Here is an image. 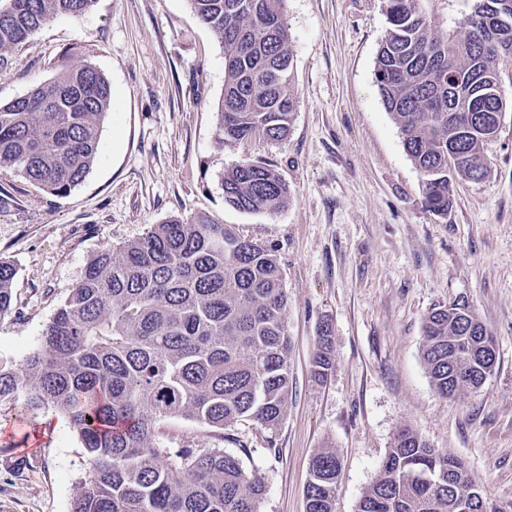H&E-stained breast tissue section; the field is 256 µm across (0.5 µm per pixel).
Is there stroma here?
Returning <instances> with one entry per match:
<instances>
[{
    "label": "stroma",
    "mask_w": 512,
    "mask_h": 512,
    "mask_svg": "<svg viewBox=\"0 0 512 512\" xmlns=\"http://www.w3.org/2000/svg\"><path fill=\"white\" fill-rule=\"evenodd\" d=\"M475 0H420L439 33L468 32ZM298 106L285 140L219 145L215 106L224 52L190 0H96L51 18L9 49L0 103L60 70L89 62L108 79L98 159L56 197L0 174V260L16 270L0 316V367L19 368L90 258L153 224L206 214L274 249L288 296L293 376L276 433L241 421L220 430L165 417V448H221L261 476L260 512H306L310 463L341 459L336 512H355L396 433L410 428L462 460L484 495L512 507V108L489 144L490 171L454 180L447 215L424 204L423 179L404 150L375 78L387 23L383 0H286ZM271 165L291 191L276 213L224 202L220 176L242 160ZM466 297L496 341L483 386L453 398L433 388L421 359L434 307ZM333 367L312 375L321 334ZM89 468L64 415L18 422L0 402V512H71Z\"/></svg>",
    "instance_id": "1"
}]
</instances>
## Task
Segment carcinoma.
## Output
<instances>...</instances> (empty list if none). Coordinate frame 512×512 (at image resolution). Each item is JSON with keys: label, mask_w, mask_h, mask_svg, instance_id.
<instances>
[{"label": "carcinoma", "mask_w": 512, "mask_h": 512, "mask_svg": "<svg viewBox=\"0 0 512 512\" xmlns=\"http://www.w3.org/2000/svg\"><path fill=\"white\" fill-rule=\"evenodd\" d=\"M190 2L224 51L219 144L287 138L297 97L286 0H254L251 12L226 9V0ZM94 3L0 0V50ZM385 16L379 92L423 178L426 206L445 215L449 174L481 181L489 171L485 145L507 104L498 65L512 60V0H480L463 38L435 33L420 0H385ZM111 105L107 78L88 62L0 104V170L53 196L70 193L97 160ZM220 181L239 211L277 212L291 198L262 161L243 160ZM15 274L0 261V315L11 310ZM287 306L273 249L205 216L153 224L88 261L25 364L0 368V401L15 402L19 419L42 409L68 417L89 460L72 512H259L264 484L237 456L161 448L155 423L182 416L224 429L251 420L276 432L293 390ZM423 331L421 358L441 396L482 384L496 342L470 304L431 309ZM313 367L319 380L331 367L326 330ZM339 472L336 452L313 457L307 512H335ZM464 500L468 512H503L462 462L404 428L356 512H460Z\"/></svg>", "instance_id": "cac0c4a2"}]
</instances>
